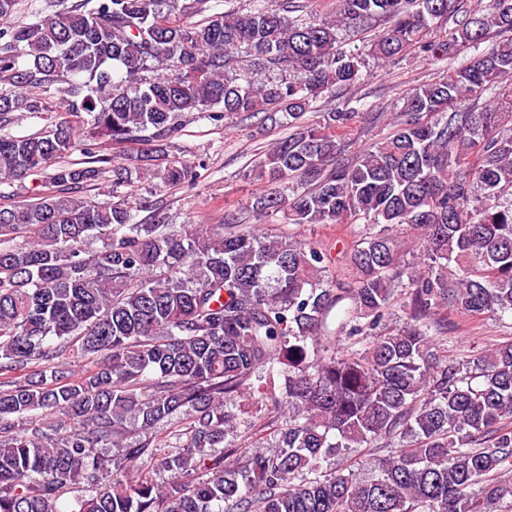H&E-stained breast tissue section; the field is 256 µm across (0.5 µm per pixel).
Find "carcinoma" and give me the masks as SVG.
<instances>
[{
    "label": "carcinoma",
    "mask_w": 512,
    "mask_h": 512,
    "mask_svg": "<svg viewBox=\"0 0 512 512\" xmlns=\"http://www.w3.org/2000/svg\"><path fill=\"white\" fill-rule=\"evenodd\" d=\"M65 2L0 28V183L56 187L0 206V512H62L66 487L69 512H512V336L461 361L436 340L444 309L512 316V0L479 16L464 0H340L318 23L292 16L298 0ZM379 20L382 61L413 47L464 61L333 168L355 113L302 117L361 78L340 31ZM243 54L275 77L254 81ZM17 111L45 129L2 132ZM186 112L281 113L291 133L251 170L268 186L255 220L368 225L349 287L297 240L231 221L174 234L160 208L134 221L119 197L133 178L192 180L178 160L155 168ZM134 141L135 167L100 153ZM76 149L82 166L62 163ZM107 173L115 201L72 192ZM346 298L350 345L321 354ZM243 394L285 415L273 446L235 443ZM386 439L400 449L368 478L317 475L324 457Z\"/></svg>",
    "instance_id": "1"
}]
</instances>
